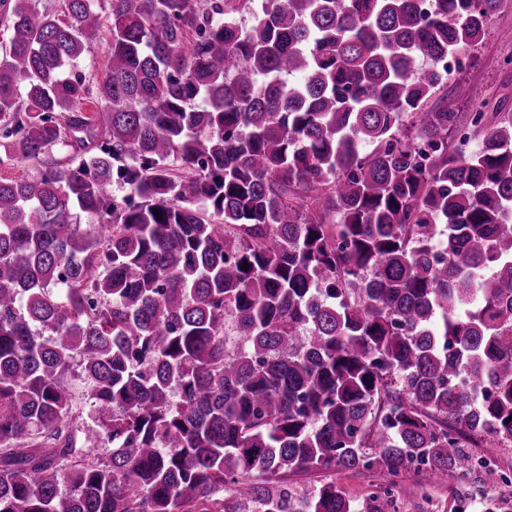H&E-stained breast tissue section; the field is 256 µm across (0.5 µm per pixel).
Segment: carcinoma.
Instances as JSON below:
<instances>
[{
    "mask_svg": "<svg viewBox=\"0 0 512 512\" xmlns=\"http://www.w3.org/2000/svg\"><path fill=\"white\" fill-rule=\"evenodd\" d=\"M254 2L0 0V512H396L512 446V113L440 68L506 0ZM108 41V29L104 26L92 40L89 52L77 68V71L84 76L86 83L92 87L105 73ZM324 478H331L354 503L359 504L373 491L372 483L375 481L371 475L364 471L345 470L336 467L324 473L311 472L290 477V483L296 488L307 487L316 481Z\"/></svg>",
    "mask_w": 512,
    "mask_h": 512,
    "instance_id": "cac0c4a2",
    "label": "carcinoma"
}]
</instances>
